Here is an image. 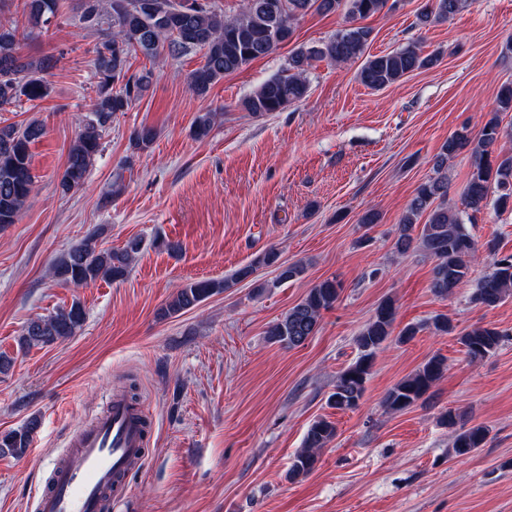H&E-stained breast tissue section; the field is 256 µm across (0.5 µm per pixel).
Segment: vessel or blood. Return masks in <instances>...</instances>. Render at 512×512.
<instances>
[{
    "label": "vessel or blood",
    "mask_w": 512,
    "mask_h": 512,
    "mask_svg": "<svg viewBox=\"0 0 512 512\" xmlns=\"http://www.w3.org/2000/svg\"><path fill=\"white\" fill-rule=\"evenodd\" d=\"M148 435L140 410L113 396L91 425L68 439L35 512H101L104 499H124L131 473L145 459Z\"/></svg>",
    "instance_id": "vessel-or-blood-1"
}]
</instances>
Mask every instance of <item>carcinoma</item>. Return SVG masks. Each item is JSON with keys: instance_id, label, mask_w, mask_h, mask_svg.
<instances>
[{"instance_id": "1", "label": "carcinoma", "mask_w": 512, "mask_h": 512, "mask_svg": "<svg viewBox=\"0 0 512 512\" xmlns=\"http://www.w3.org/2000/svg\"><path fill=\"white\" fill-rule=\"evenodd\" d=\"M246 0L240 13L224 16L206 0H110V11L103 14L100 0H81L79 20L89 28L107 26L95 49L94 76L96 96L90 113L83 121L76 140L70 147L66 165L59 179L63 193L84 186L96 156L100 152L102 133L112 124V116L127 110L152 83L153 71L128 74V55L141 51L155 56L166 47L173 55L200 49L203 63L187 78L189 92L204 96L224 75L233 73L252 61L271 54L290 42L294 21L314 9L331 11L342 5L353 24L338 30L327 41L311 47L294 49L288 67L269 78L243 101L244 108L255 114L280 112L303 101L308 93L307 74L315 63L326 61L344 64L358 58L371 36L367 26L354 22L383 10L387 0ZM467 0H431L417 15V25L425 27L434 21L447 20L459 13ZM59 0H29L26 36L47 27L55 17ZM437 58L421 55L416 47L374 55L359 70L360 81L368 88L380 90L401 80L415 70L433 66ZM51 59L33 60L22 52V37L13 21L0 20V108L21 100L38 102L50 95L51 87L43 73L52 68ZM512 111V83H504L497 93V109L475 136L459 132L448 138L435 159L438 177L421 184L410 201L398 226L395 247L408 252L419 243L422 252L435 260L433 290L447 295L467 278L471 264L477 260L478 247L467 223L478 213L493 205L498 211H512V152L495 150L502 138L499 113ZM217 113L197 116L194 134L206 137ZM46 133L38 120L0 126V230L19 221L28 202L35 175L31 163V145ZM156 131L142 126L132 133L134 148L145 150L154 142ZM471 148L473 169L463 192L465 210L459 211L443 201L448 191V178L442 174L448 160L456 153ZM442 202H437V199ZM426 216L423 225L416 224ZM143 241L132 238L119 248L99 249L95 235L87 236L71 247L52 264L55 279L76 286H87L99 280L117 281L126 277ZM491 272L477 283L474 300L493 308L512 294V254L500 255L494 246L487 247ZM253 265L236 270L219 280L189 282L177 290L162 311L170 317L199 306L212 295L250 277ZM341 285L325 279L309 289L305 298L276 322L266 334L274 343L288 348L302 346L314 336L322 314L332 309ZM85 319L84 309L77 301L48 316L30 319L20 337V347H48L73 335ZM394 302L382 301L374 316L357 336L358 358L336 376L328 404L338 410L355 409L362 399L374 358L393 334ZM503 334L494 327L473 325L462 332L458 342L472 360L482 359L501 345ZM447 359L434 355L414 373L399 381L384 398L386 408L398 412L423 399L444 377ZM445 424L454 429L449 454L468 455L487 441L489 430L482 425L471 427L461 423L459 414L448 411ZM38 419L31 418L19 429L0 433V456L20 458L25 455ZM336 436V424L325 418L316 419L309 427L303 447L294 455L288 478L297 480L311 473L323 448Z\"/></svg>"}]
</instances>
